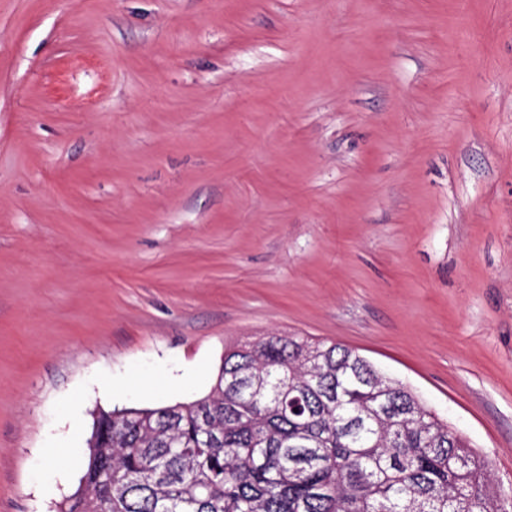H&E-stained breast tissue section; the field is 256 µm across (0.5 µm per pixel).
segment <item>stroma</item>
<instances>
[{"label": "stroma", "mask_w": 512, "mask_h": 512, "mask_svg": "<svg viewBox=\"0 0 512 512\" xmlns=\"http://www.w3.org/2000/svg\"><path fill=\"white\" fill-rule=\"evenodd\" d=\"M273 335L512 488V0H0V512Z\"/></svg>", "instance_id": "stroma-1"}]
</instances>
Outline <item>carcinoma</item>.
I'll return each mask as SVG.
<instances>
[{"label":"carcinoma","mask_w":512,"mask_h":512,"mask_svg":"<svg viewBox=\"0 0 512 512\" xmlns=\"http://www.w3.org/2000/svg\"><path fill=\"white\" fill-rule=\"evenodd\" d=\"M59 512H508L484 459L357 351L267 336L210 393L100 410Z\"/></svg>","instance_id":"cac0c4a2"}]
</instances>
